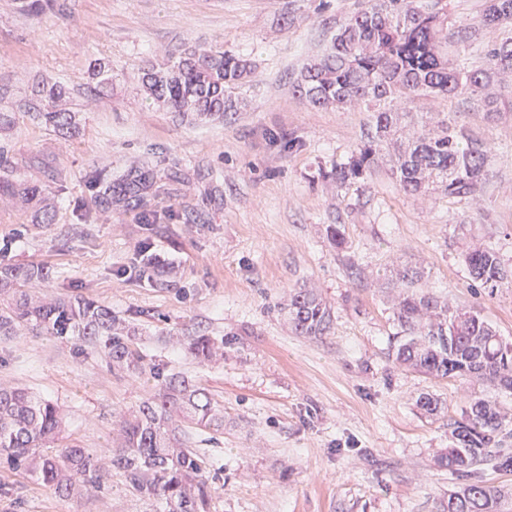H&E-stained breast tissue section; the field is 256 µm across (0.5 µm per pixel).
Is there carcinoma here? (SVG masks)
Instances as JSON below:
<instances>
[{
  "instance_id": "obj_1",
  "label": "carcinoma",
  "mask_w": 512,
  "mask_h": 512,
  "mask_svg": "<svg viewBox=\"0 0 512 512\" xmlns=\"http://www.w3.org/2000/svg\"><path fill=\"white\" fill-rule=\"evenodd\" d=\"M512 27V0H484L480 20L448 32L445 0H365L361 10L341 24L327 52L300 75L295 93L315 108L327 109L358 102H373L370 128L344 162L332 164L320 176L339 186L364 180L382 159L398 132L399 110L419 97L455 99L469 110L497 111V97L488 92L495 79L512 76V38L478 41L481 30L494 34ZM453 37L476 48L486 66L453 69L440 51ZM254 73L252 62L222 47L197 44L178 56L142 69L138 90L146 99L182 117L210 118L237 111L236 90ZM18 108L72 135L79 132L67 109V91L43 84L19 101ZM483 143L462 142L455 127L415 132L400 148L396 175L400 187L422 194L431 187L448 196H475L487 176ZM91 181L103 206L112 207V175L96 169ZM22 193L31 198L39 189L0 175V195ZM160 186L144 175L132 180L123 195L143 198L159 195ZM470 275L496 293L512 275L490 247L464 254ZM48 278L37 264L0 266V336L20 331L54 338H75L77 353H97L109 366L132 375H148L154 392L132 417H120L121 448L112 454V470L123 477L125 492L143 501L163 503L168 512H211L215 489L203 457L186 444V428L219 433L224 430V409L194 379L166 374L146 362L137 344L138 329L111 308L85 297L74 300L39 297L35 288ZM139 280L155 288H169L165 270L145 262ZM421 273L404 268L398 273L403 291L396 305L399 331L390 351L393 363L425 377L443 380L471 376L500 390H512V344L505 343L477 312L453 310L439 297L414 289ZM288 324L297 336L321 339L330 334V308L310 288L289 295ZM185 355L200 362L237 350L238 337L227 333L221 344L203 334L180 336ZM417 407L427 417L442 412L439 400L421 394ZM58 407L50 400L0 383V461L9 469L48 486L67 497L79 484L102 487L103 463L76 444L47 448L60 431ZM451 444L439 465L464 474L481 462L512 469V457L497 454L498 436L505 421L496 400L474 399L459 420L449 424ZM448 512H499L500 492L491 485L470 483L455 492Z\"/></svg>"
}]
</instances>
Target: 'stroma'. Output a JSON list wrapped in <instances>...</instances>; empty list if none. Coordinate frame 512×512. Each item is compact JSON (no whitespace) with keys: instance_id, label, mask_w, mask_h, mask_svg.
<instances>
[{"instance_id":"35a3bbf8","label":"stroma","mask_w":512,"mask_h":512,"mask_svg":"<svg viewBox=\"0 0 512 512\" xmlns=\"http://www.w3.org/2000/svg\"><path fill=\"white\" fill-rule=\"evenodd\" d=\"M361 0H65L37 15L25 0H0V167L42 187L31 203L0 197V263H40L45 289L89 296L142 325L148 363L192 377L224 406V431L189 430L208 463L212 512H443L464 481L501 492L512 512V471L488 464L468 476L438 468L448 424L472 398L512 394L470 377L430 380L388 358L397 332L396 272L417 268L419 288L449 306L480 313L512 343V283L488 295L463 254L493 247L512 269V87L493 114L445 98L409 104V133L445 118L488 151L475 197L405 193L386 152L367 179L338 186L320 169L350 156L372 115L367 105L311 108L294 92L300 72L322 56ZM199 43L252 59L253 80L238 111L187 122L145 100L142 68ZM41 81L71 88L77 136L37 124L11 105ZM103 86L96 101L86 92ZM105 167L113 182L143 173L168 192L146 225L134 200L104 209L90 183ZM344 227L335 245L327 225ZM176 270L159 290L128 274L142 243ZM294 288H312L332 307L329 336L294 335L282 309ZM222 338L238 353L205 366L169 341L170 331ZM0 380L51 399L63 440L105 455L120 444L118 412L135 408L151 384L112 372L103 357L77 354L49 336L0 337ZM438 397L431 420L415 406ZM104 490L69 499L0 467V512H153Z\"/></svg>"}]
</instances>
